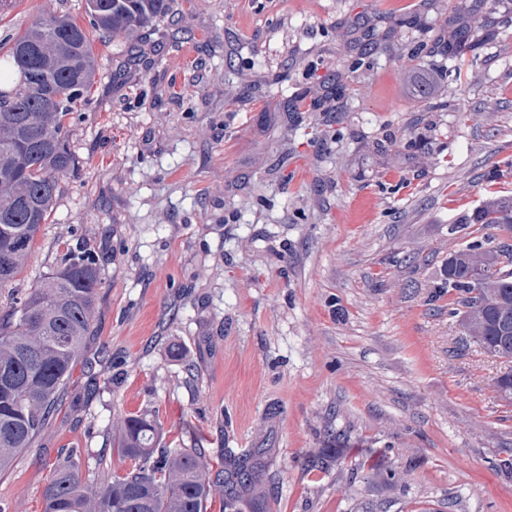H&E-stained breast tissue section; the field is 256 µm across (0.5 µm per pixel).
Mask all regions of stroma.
I'll return each mask as SVG.
<instances>
[{
    "instance_id": "1",
    "label": "stroma",
    "mask_w": 512,
    "mask_h": 512,
    "mask_svg": "<svg viewBox=\"0 0 512 512\" xmlns=\"http://www.w3.org/2000/svg\"><path fill=\"white\" fill-rule=\"evenodd\" d=\"M464 9L482 44L458 59ZM49 11L81 21L84 0H12L0 41ZM392 28L394 53L347 43ZM95 51L79 169L0 316L68 253L103 283L0 512H44L68 458L92 485L123 471L117 409L224 477L250 455L238 512H512L503 365L431 298L452 225L512 195V0H174L135 62Z\"/></svg>"
}]
</instances>
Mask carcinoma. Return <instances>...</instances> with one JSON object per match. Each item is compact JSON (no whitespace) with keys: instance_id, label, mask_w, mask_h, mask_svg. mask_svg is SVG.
I'll use <instances>...</instances> for the list:
<instances>
[{"instance_id":"carcinoma-1","label":"carcinoma","mask_w":512,"mask_h":512,"mask_svg":"<svg viewBox=\"0 0 512 512\" xmlns=\"http://www.w3.org/2000/svg\"><path fill=\"white\" fill-rule=\"evenodd\" d=\"M171 15V0H85L87 25L49 13L9 38L0 56L18 80L0 87V290L24 270L60 182L77 171L69 146L71 123L82 119L97 70L90 32L122 39L129 48L144 30ZM470 27L454 31L457 56L474 51ZM477 225L448 254L433 298L455 297L448 315L465 335L511 367L497 377L501 399L512 402V197H490L452 226ZM100 266L91 253L70 255L0 316V472L30 448L48 426L59 394L92 332ZM115 448L131 462L90 487L65 460L43 490L44 512H206L217 495L224 509L236 497L200 448H170L147 415H112ZM236 484L257 480L247 461L229 459Z\"/></svg>"}]
</instances>
